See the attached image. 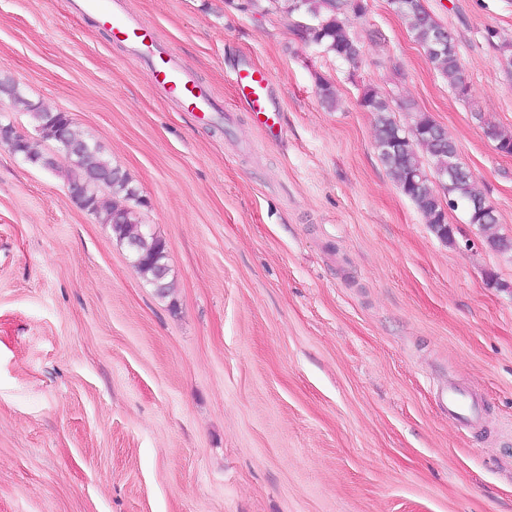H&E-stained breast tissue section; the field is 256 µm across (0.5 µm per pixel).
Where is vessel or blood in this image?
I'll return each instance as SVG.
<instances>
[{
    "instance_id": "1",
    "label": "vessel or blood",
    "mask_w": 512,
    "mask_h": 512,
    "mask_svg": "<svg viewBox=\"0 0 512 512\" xmlns=\"http://www.w3.org/2000/svg\"><path fill=\"white\" fill-rule=\"evenodd\" d=\"M75 7L96 16L99 25L109 29L115 39L132 43L147 67L151 84L173 94L185 111L195 113L202 120L213 111L210 94L180 63L172 47L157 42L153 27L140 21L132 24L126 22L114 12L111 0H75ZM236 84L242 101L247 104L256 121L268 135H275L279 108L272 95L268 73L260 67L242 64L236 74ZM441 400L449 418L461 426L470 427L479 421L480 403L467 389L448 386L442 392Z\"/></svg>"
}]
</instances>
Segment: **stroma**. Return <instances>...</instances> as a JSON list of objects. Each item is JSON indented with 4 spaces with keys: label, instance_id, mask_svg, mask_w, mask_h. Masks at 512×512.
Returning <instances> with one entry per match:
<instances>
[{
    "label": "stroma",
    "instance_id": "1",
    "mask_svg": "<svg viewBox=\"0 0 512 512\" xmlns=\"http://www.w3.org/2000/svg\"><path fill=\"white\" fill-rule=\"evenodd\" d=\"M241 0H118L207 87L208 123L70 0H0V74L69 115L137 187L168 244L158 296L30 114L41 168L0 143V512H512V251L463 211L441 240L381 162L364 89L410 100L459 147L512 238V0H426L459 97L388 0L348 63L310 19ZM252 61L282 106L268 139L235 92ZM338 100L323 106L318 80ZM484 401L467 429L449 382Z\"/></svg>",
    "mask_w": 512,
    "mask_h": 512
}]
</instances>
